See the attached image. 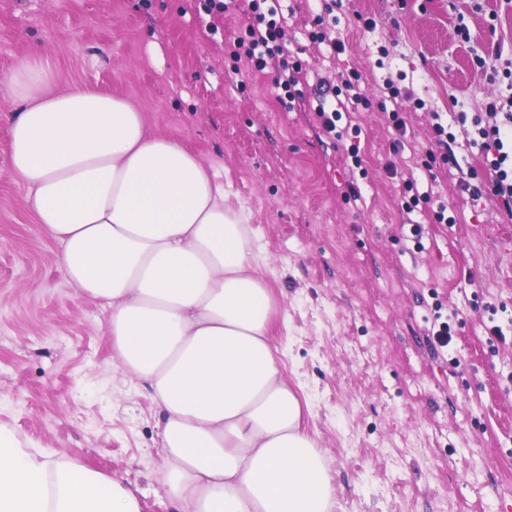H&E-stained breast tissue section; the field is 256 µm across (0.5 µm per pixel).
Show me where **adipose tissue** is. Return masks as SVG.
<instances>
[{"instance_id": "1", "label": "adipose tissue", "mask_w": 512, "mask_h": 512, "mask_svg": "<svg viewBox=\"0 0 512 512\" xmlns=\"http://www.w3.org/2000/svg\"><path fill=\"white\" fill-rule=\"evenodd\" d=\"M8 172L77 297L110 309L112 348L157 409L177 512H333L328 462L269 338L272 297L218 173L150 133L124 97L55 87L24 57ZM0 512H141L138 489L0 424Z\"/></svg>"}]
</instances>
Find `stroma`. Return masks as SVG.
Instances as JSON below:
<instances>
[{
	"label": "stroma",
	"mask_w": 512,
	"mask_h": 512,
	"mask_svg": "<svg viewBox=\"0 0 512 512\" xmlns=\"http://www.w3.org/2000/svg\"><path fill=\"white\" fill-rule=\"evenodd\" d=\"M288 59L305 101L284 111L271 72L236 69L248 0L208 14L202 0H0V76L18 59L50 63L57 84L143 105L149 128L224 177L267 257L272 341L327 459L335 512H512V338L490 343L485 304L512 320V223L459 180L481 170L459 115L512 96V0H297ZM331 11L345 44L322 57L309 35ZM358 73L360 165L321 130L319 81ZM400 91L407 142L381 102ZM13 101L0 94V423L138 487L142 512H175L164 494L155 412L115 358L109 313L76 297L6 170ZM456 136L443 155L433 113ZM444 203L405 217L406 182ZM359 195L346 198L348 185ZM422 226L420 244L404 229ZM457 312L447 353L428 343L430 307Z\"/></svg>",
	"instance_id": "stroma-1"
}]
</instances>
